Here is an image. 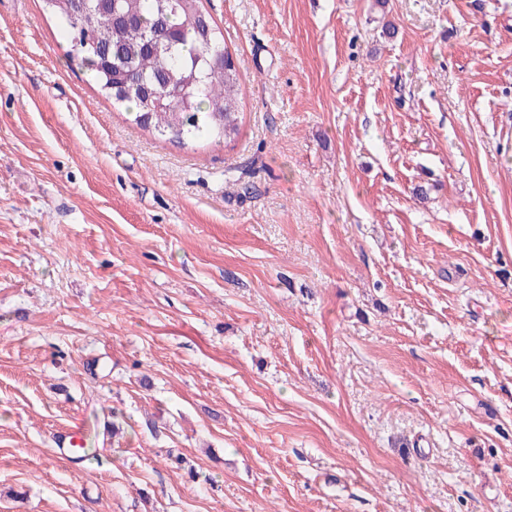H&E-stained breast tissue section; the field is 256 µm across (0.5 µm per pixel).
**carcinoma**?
Segmentation results:
<instances>
[{"instance_id": "1", "label": "carcinoma", "mask_w": 512, "mask_h": 512, "mask_svg": "<svg viewBox=\"0 0 512 512\" xmlns=\"http://www.w3.org/2000/svg\"><path fill=\"white\" fill-rule=\"evenodd\" d=\"M69 54L126 119L155 138L193 149L230 143L240 132L242 73L203 0H41ZM163 23L156 45L148 33ZM224 54V67L211 65ZM135 73L139 84L130 80ZM179 90L176 98L165 96Z\"/></svg>"}]
</instances>
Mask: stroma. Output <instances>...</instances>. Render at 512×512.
<instances>
[{"label":"stroma","mask_w":512,"mask_h":512,"mask_svg":"<svg viewBox=\"0 0 512 512\" xmlns=\"http://www.w3.org/2000/svg\"><path fill=\"white\" fill-rule=\"evenodd\" d=\"M203 4L190 151L0 0V512H512V0Z\"/></svg>","instance_id":"stroma-1"}]
</instances>
